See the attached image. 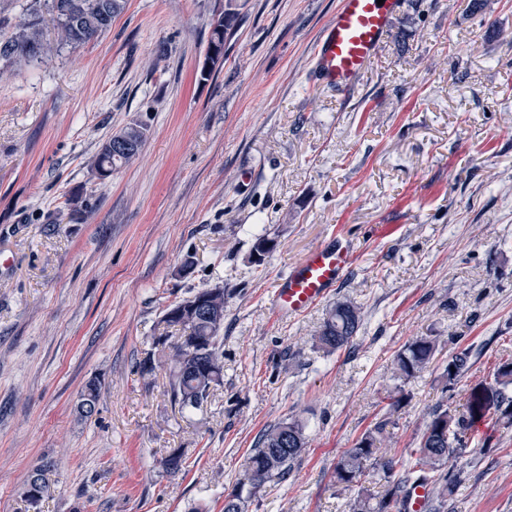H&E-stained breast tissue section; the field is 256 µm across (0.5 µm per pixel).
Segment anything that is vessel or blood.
Wrapping results in <instances>:
<instances>
[{
	"instance_id": "1",
	"label": "vessel or blood",
	"mask_w": 512,
	"mask_h": 512,
	"mask_svg": "<svg viewBox=\"0 0 512 512\" xmlns=\"http://www.w3.org/2000/svg\"><path fill=\"white\" fill-rule=\"evenodd\" d=\"M403 0H340L312 55L315 84L354 92L403 11ZM355 254L336 239L311 250L281 279L274 295L277 309L301 315L324 300L352 267Z\"/></svg>"
}]
</instances>
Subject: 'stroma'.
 <instances>
[{"label":"stroma","instance_id":"stroma-1","mask_svg":"<svg viewBox=\"0 0 512 512\" xmlns=\"http://www.w3.org/2000/svg\"><path fill=\"white\" fill-rule=\"evenodd\" d=\"M337 2L128 0L97 39L0 76V512H27L42 464L41 512H224L261 432L291 417L307 446L246 512H350L334 469L364 432L388 420L380 454L402 464L438 406L465 412L512 358V0H405L351 96L308 82ZM136 122L138 159L100 177L90 158ZM261 235L276 246L257 264ZM336 235L357 250L348 275L279 314L280 278ZM217 285L224 381L183 410L154 338L171 304ZM346 299L359 329L324 353L314 335ZM420 336L433 362L397 378ZM171 448L187 453L174 478ZM449 466L464 480L448 512H512V429L475 433ZM217 16V17H216ZM215 17V18H214ZM210 22V37L208 53L206 60L209 61L210 66L207 72L201 69V76L207 77L211 74L216 65L220 64L224 59V33L233 26L235 16H230L228 13H219L215 15ZM437 340L421 336L408 343L397 355L396 372L399 377L411 378L429 367L435 358ZM470 352L464 349L448 360V365L444 369V379L446 388H453L455 383L461 378L462 374L468 368ZM451 367H454V371H451ZM186 452L182 448H171L161 458L163 471L171 477H176L186 471ZM46 465H41L34 469L31 474L28 476V479L23 485L22 488V497L26 502L28 508L34 509L33 512H39L38 506L42 502V500L47 496L48 486H40L37 484V480L39 476L44 477V471L46 470Z\"/></svg>","mask_w":512,"mask_h":512}]
</instances>
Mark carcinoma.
<instances>
[{
	"instance_id": "obj_1",
	"label": "carcinoma",
	"mask_w": 512,
	"mask_h": 512,
	"mask_svg": "<svg viewBox=\"0 0 512 512\" xmlns=\"http://www.w3.org/2000/svg\"><path fill=\"white\" fill-rule=\"evenodd\" d=\"M126 7V0H29L26 9L11 17L0 9V77L24 69L42 58L47 47L46 32L53 26L58 48H76L105 33ZM235 16L219 13L210 22V37L206 60L210 70L224 59V33L233 26ZM139 152L116 157L103 143L93 159V168L101 177L112 170L132 163ZM209 316L187 315L166 324L180 328L181 335L171 346L170 395L181 408L201 409L224 377L223 331L224 294L210 297ZM361 323L360 308L350 300L339 301L331 307L316 334V346L333 353L348 346ZM437 340L421 336L397 355L396 372L402 378H411L429 367L435 358ZM470 352L466 349L448 360L444 369L445 387L451 388L468 368ZM491 398L484 400L471 395L467 414L458 415L450 408L439 407L431 419L415 450L410 467L396 476L393 461L377 456L387 421L378 422L366 431L355 445L347 449L336 463V484L358 487L351 512H405L408 487L421 484L436 493V501L429 502L428 512H445L450 497L462 472L448 468L450 459L461 454L468 445L469 430L478 422L492 421L502 428H512V361L498 365L493 373ZM306 436L302 422L296 418L283 420L265 428L255 448L246 459V482L227 495L224 512H245V503L264 486L283 478L290 472L294 460L305 450ZM163 471L176 477L186 471V452L171 448L160 461ZM374 471L389 483L385 495L373 501L372 494L363 486L367 472ZM45 466L34 469L22 488V497L33 512L47 496L48 486L37 480L44 475Z\"/></svg>"
}]
</instances>
